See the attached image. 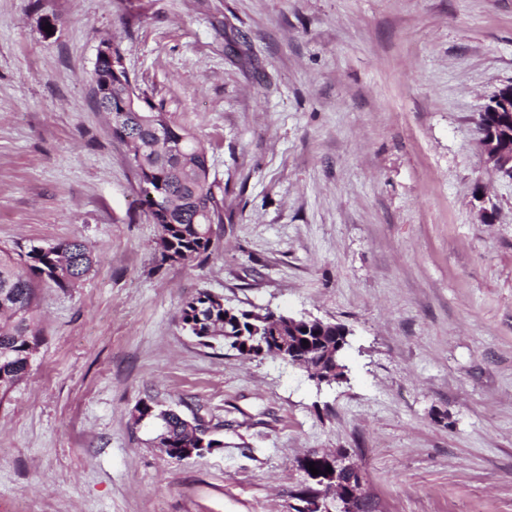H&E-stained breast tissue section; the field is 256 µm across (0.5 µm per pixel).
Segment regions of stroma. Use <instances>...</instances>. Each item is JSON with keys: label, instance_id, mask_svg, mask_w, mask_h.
Masks as SVG:
<instances>
[{"label": "stroma", "instance_id": "stroma-1", "mask_svg": "<svg viewBox=\"0 0 512 512\" xmlns=\"http://www.w3.org/2000/svg\"><path fill=\"white\" fill-rule=\"evenodd\" d=\"M207 151V252L163 259L94 100L102 39ZM512 83V0H0V250L73 238L0 400V512H295L344 453L361 512H512V177L476 125ZM200 290L344 326L346 378L198 344ZM223 446L157 445L141 403ZM479 131L482 135L481 142L484 146L487 162L491 170L512 174V151L508 152L507 150L498 148L494 138L491 137L481 125Z\"/></svg>", "mask_w": 512, "mask_h": 512}]
</instances>
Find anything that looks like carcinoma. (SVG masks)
<instances>
[{"instance_id": "1", "label": "carcinoma", "mask_w": 512, "mask_h": 512, "mask_svg": "<svg viewBox=\"0 0 512 512\" xmlns=\"http://www.w3.org/2000/svg\"><path fill=\"white\" fill-rule=\"evenodd\" d=\"M481 122L499 131V146H512V125L500 127L493 112L482 116ZM185 137L182 148L187 159L171 154L161 146L150 129L139 128L142 162L155 172L153 180L142 187V205L152 219L169 225L172 247L191 260L210 245L211 225L222 222L221 202L214 192V183L205 175L206 151L201 142L183 127L173 126L164 139ZM91 250L80 240L61 242L51 247L32 246L14 258L0 251V400L26 376L36 351L35 307L37 278H47L61 287L73 284L86 275L93 264ZM212 343H224V336L244 333L252 336L250 321L236 312L224 320V306L211 300V309L202 312L200 330L187 328ZM159 420L165 440L173 446L192 442L181 415L167 411L153 413Z\"/></svg>"}]
</instances>
